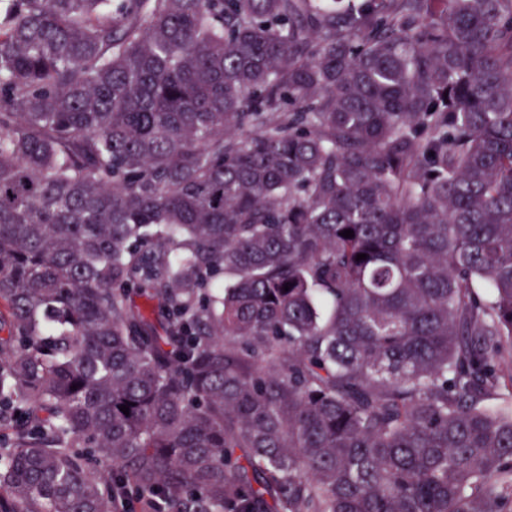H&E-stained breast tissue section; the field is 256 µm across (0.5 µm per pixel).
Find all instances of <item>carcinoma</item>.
I'll use <instances>...</instances> for the list:
<instances>
[{
    "label": "carcinoma",
    "instance_id": "obj_1",
    "mask_svg": "<svg viewBox=\"0 0 512 512\" xmlns=\"http://www.w3.org/2000/svg\"><path fill=\"white\" fill-rule=\"evenodd\" d=\"M3 2L0 512H512V0Z\"/></svg>",
    "mask_w": 512,
    "mask_h": 512
}]
</instances>
